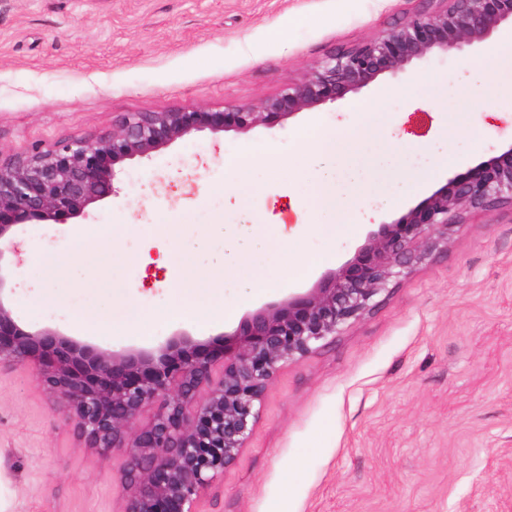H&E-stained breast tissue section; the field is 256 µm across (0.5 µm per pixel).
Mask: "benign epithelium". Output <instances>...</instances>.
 <instances>
[{"mask_svg": "<svg viewBox=\"0 0 512 512\" xmlns=\"http://www.w3.org/2000/svg\"><path fill=\"white\" fill-rule=\"evenodd\" d=\"M401 25L341 49L258 104L129 112L90 140L60 141L0 160V363L32 362L93 448H125V512H196L195 504L250 438L265 392L376 305V298L443 244L471 211L512 206V144L447 179L401 217L368 233L354 256L311 287L248 312L232 335L197 351L187 334L155 352H109L63 333L21 329L4 301L19 224H64L113 193L115 166L205 128L247 134L359 92L433 53L449 54L512 25V0H423Z\"/></svg>", "mask_w": 512, "mask_h": 512, "instance_id": "obj_1", "label": "benign epithelium"}]
</instances>
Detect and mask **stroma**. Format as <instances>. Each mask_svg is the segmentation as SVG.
Returning <instances> with one entry per match:
<instances>
[{"label": "stroma", "mask_w": 512, "mask_h": 512, "mask_svg": "<svg viewBox=\"0 0 512 512\" xmlns=\"http://www.w3.org/2000/svg\"><path fill=\"white\" fill-rule=\"evenodd\" d=\"M420 0H0V157L88 139L115 116L185 105L217 111L257 103L301 79L330 52L392 29ZM288 33L287 47L274 34ZM483 45L433 54L359 93L385 91L381 112L403 118L390 138L401 158L439 133L433 104ZM512 103L485 100L454 119L463 162L433 170L424 189L372 216L399 218L449 177L512 143ZM300 112L246 134L204 129L115 167L113 194L65 224L18 227L20 264L5 302L28 331L75 336L74 318L112 310L102 280L117 282L144 317L174 307L176 274L147 247L142 225L189 210L191 231L224 215V167L243 149L296 153ZM84 224L111 227L115 260L100 267L75 250ZM364 235H310L307 251L349 260ZM67 257L41 285L45 258ZM224 298L237 319L206 331L154 320L151 335L86 337L107 351L154 349L184 331L193 342L234 332L259 307L234 281ZM124 449L86 447L65 403L34 366L0 364V512H123ZM196 512H512V207L471 211L447 248L418 264L361 320L269 385L237 459Z\"/></svg>", "instance_id": "stroma-1"}]
</instances>
